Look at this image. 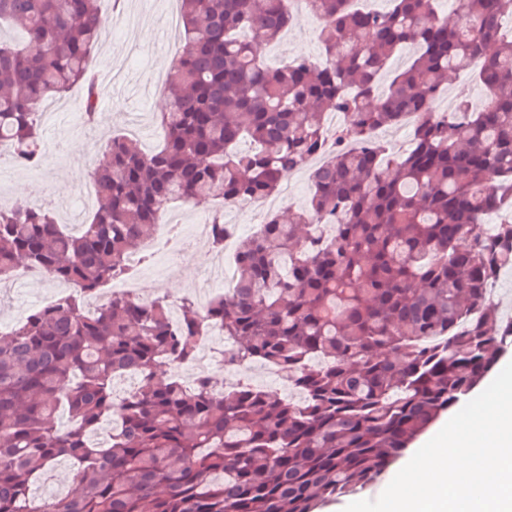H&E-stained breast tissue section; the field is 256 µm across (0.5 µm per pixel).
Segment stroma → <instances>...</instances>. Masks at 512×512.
Instances as JSON below:
<instances>
[{
    "instance_id": "35a3bbf8",
    "label": "stroma",
    "mask_w": 512,
    "mask_h": 512,
    "mask_svg": "<svg viewBox=\"0 0 512 512\" xmlns=\"http://www.w3.org/2000/svg\"><path fill=\"white\" fill-rule=\"evenodd\" d=\"M168 0H101L104 28L92 59L103 70L115 71L113 80H100L101 99L94 123L82 115V89H74L62 103L64 109L41 120L45 166L38 171L12 168L8 180L0 181V202L6 206L35 204L50 207L60 223L74 225V199L93 176L97 150L107 132L128 133L131 127H148L157 112L163 111L164 95L154 94L150 82L168 71L175 51L165 29ZM317 19L304 15L282 38L263 46V64L276 68L296 55L317 58L321 46L317 38ZM211 262V254L199 250L187 254L176 273L159 279L160 263L149 258L139 280L144 296L158 294L178 300L189 296ZM58 283L38 279L19 285L0 283V320L12 323L23 319L22 308L40 297L52 294Z\"/></svg>"
}]
</instances>
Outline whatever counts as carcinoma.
<instances>
[{
	"mask_svg": "<svg viewBox=\"0 0 512 512\" xmlns=\"http://www.w3.org/2000/svg\"><path fill=\"white\" fill-rule=\"evenodd\" d=\"M307 0L322 58L265 67L257 48L296 20L291 0H180L183 55L167 73L155 152L114 134L100 145L97 207L74 234L43 207H0V281L19 265L72 288L0 335V512H316L373 483L438 416L470 395L512 345V318L486 289L512 270V0ZM0 144L23 169L43 165L38 108L85 91L103 19L98 0H0ZM413 56L393 73L404 46ZM486 92L437 118L448 78ZM341 113L335 132L325 112ZM412 121L409 150L377 133ZM245 138L257 144L241 150ZM309 169L312 193L274 213L236 251L237 292L207 309L185 298L167 325L164 297L86 296L125 274L167 205L219 207L271 195ZM339 215L331 226L324 218ZM214 219L211 247L224 248ZM224 361H274L300 402L247 385L187 386L171 373L208 325ZM141 376L123 399L121 373ZM108 421L112 435L88 433ZM61 460L79 488L37 500L32 484Z\"/></svg>",
	"mask_w": 512,
	"mask_h": 512,
	"instance_id": "cac0c4a2",
	"label": "carcinoma"
}]
</instances>
